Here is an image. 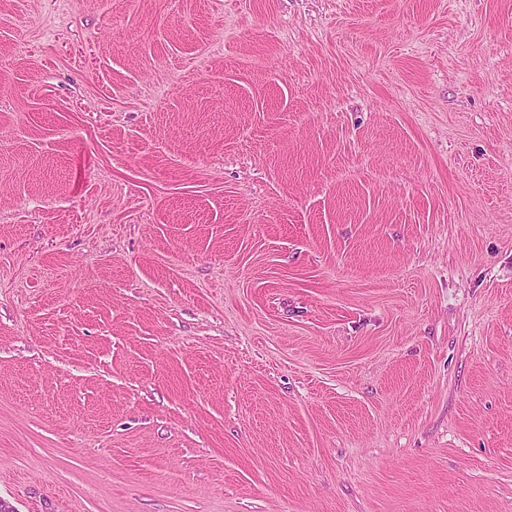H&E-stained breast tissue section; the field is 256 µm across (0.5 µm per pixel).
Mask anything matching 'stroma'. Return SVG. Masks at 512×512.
Returning a JSON list of instances; mask_svg holds the SVG:
<instances>
[{
	"mask_svg": "<svg viewBox=\"0 0 512 512\" xmlns=\"http://www.w3.org/2000/svg\"><path fill=\"white\" fill-rule=\"evenodd\" d=\"M0 498L512 512V0H0Z\"/></svg>",
	"mask_w": 512,
	"mask_h": 512,
	"instance_id": "obj_1",
	"label": "stroma"
}]
</instances>
